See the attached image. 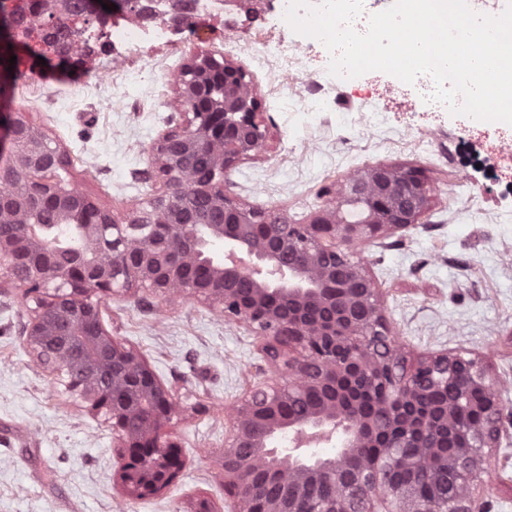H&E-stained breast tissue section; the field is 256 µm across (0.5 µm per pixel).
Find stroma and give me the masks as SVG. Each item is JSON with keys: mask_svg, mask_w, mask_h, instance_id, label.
Returning <instances> with one entry per match:
<instances>
[{"mask_svg": "<svg viewBox=\"0 0 512 512\" xmlns=\"http://www.w3.org/2000/svg\"><path fill=\"white\" fill-rule=\"evenodd\" d=\"M279 25L269 0H243L224 17L198 22L178 49L148 43V66L101 75L87 66L32 65L21 73L10 109L64 146L67 183L124 219L163 187L150 147L181 125L187 107L177 79L197 53H212L247 74L260 110L276 127L274 147L224 172L227 194L307 224L327 204L325 189L378 165L421 170L433 189L419 224L354 248L383 298L384 315L405 352L460 353L479 359L504 405L505 431L478 488L485 512H512V161L489 159L470 132L478 120L442 113L433 135L454 161L414 142L430 101L414 111L375 99L367 76L322 72L323 93L274 80L251 60L252 34ZM371 101L389 130L372 126ZM463 178L476 209L449 201ZM104 327L136 350L172 390L176 409L159 437L180 449L185 467L162 493L127 496L118 478V440L105 411L93 410L63 377L33 355L26 327L34 303L0 276V512H197L208 500L232 512L221 459L228 417L270 376L255 332L207 303L132 288L99 301Z\"/></svg>", "mask_w": 512, "mask_h": 512, "instance_id": "1", "label": "stroma"}]
</instances>
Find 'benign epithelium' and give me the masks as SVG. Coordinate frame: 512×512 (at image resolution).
Here are the masks:
<instances>
[{
	"label": "benign epithelium",
	"mask_w": 512,
	"mask_h": 512,
	"mask_svg": "<svg viewBox=\"0 0 512 512\" xmlns=\"http://www.w3.org/2000/svg\"><path fill=\"white\" fill-rule=\"evenodd\" d=\"M157 3L80 0L74 20L153 22ZM34 5L15 0L7 10L0 52L30 51L25 28ZM193 9L194 0H172L165 23L179 30ZM39 34L52 43L43 59L76 63L66 48L68 25L50 18ZM217 83L220 102L207 94ZM179 89L191 111L151 146L164 189L125 223L58 176L67 154L57 142L19 112L0 122V157L9 156L7 172L18 178L0 193V273L35 300L27 336L38 361L65 372L69 388L111 415L123 491L145 493L143 458L154 459L148 480L156 493L184 469L174 446L159 440L173 394L138 352L112 338L91 301L140 287L217 307L257 333L274 369L230 418L222 469L235 512H484L475 481L485 449L498 447L504 431L486 369L458 353L408 358L366 266L339 248L419 223L433 201L425 176L369 168L326 191L333 203L310 223L290 224L224 192V169L267 152L275 139L243 69L197 54ZM197 156L206 169L193 164ZM187 186L191 203L179 201ZM216 240L220 252L211 249ZM381 386L387 396L366 406ZM312 395L316 403L294 411V402ZM285 436L288 445H279ZM331 441L339 448L333 458L312 450ZM369 448L387 457L384 467L368 461ZM327 485L334 493L323 500Z\"/></svg>",
	"instance_id": "1"
}]
</instances>
